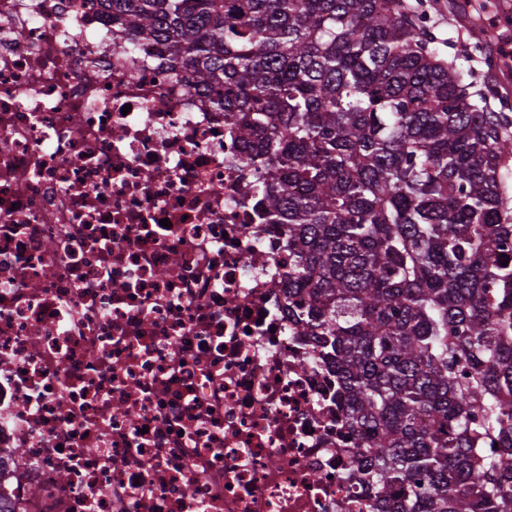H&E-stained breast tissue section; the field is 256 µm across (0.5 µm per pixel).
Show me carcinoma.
Masks as SVG:
<instances>
[{
	"instance_id": "cac0c4a2",
	"label": "carcinoma",
	"mask_w": 512,
	"mask_h": 512,
	"mask_svg": "<svg viewBox=\"0 0 512 512\" xmlns=\"http://www.w3.org/2000/svg\"><path fill=\"white\" fill-rule=\"evenodd\" d=\"M104 2L113 45L163 44L224 113L287 225L289 314L377 512H512V116L405 0Z\"/></svg>"
}]
</instances>
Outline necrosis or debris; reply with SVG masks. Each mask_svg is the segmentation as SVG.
I'll return each instance as SVG.
<instances>
[{
    "instance_id": "1",
    "label": "necrosis or debris",
    "mask_w": 512,
    "mask_h": 512,
    "mask_svg": "<svg viewBox=\"0 0 512 512\" xmlns=\"http://www.w3.org/2000/svg\"><path fill=\"white\" fill-rule=\"evenodd\" d=\"M168 56L0 0V512H376L286 228Z\"/></svg>"
}]
</instances>
